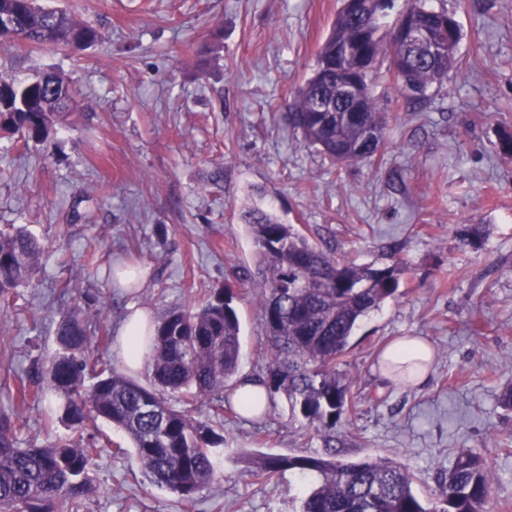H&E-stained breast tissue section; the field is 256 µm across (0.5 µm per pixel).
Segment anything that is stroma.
Masks as SVG:
<instances>
[{
  "label": "stroma",
  "mask_w": 512,
  "mask_h": 512,
  "mask_svg": "<svg viewBox=\"0 0 512 512\" xmlns=\"http://www.w3.org/2000/svg\"><path fill=\"white\" fill-rule=\"evenodd\" d=\"M96 23L101 45L30 52L0 45V79L64 75L79 109L45 144L0 138V231L23 226L46 253L0 322V415H16L20 447L66 436L48 424L54 395L18 408V376L57 350L55 326L94 301L117 328L130 305L159 319L212 289L256 274L240 213L261 192L281 222L311 242L378 267L399 257L400 294L370 313L339 369L353 376L355 413L335 428L338 459H389L429 495L455 456L478 454L494 474L488 512H512V0H428L458 22L460 67L425 108L408 107L378 66L372 90L389 112L380 153L332 165L281 120L312 74L342 0H43ZM478 224V247L459 232ZM147 269L119 288L90 254ZM67 298H60L61 288ZM242 324L239 376H260L261 311ZM418 336L433 351L419 387L388 383L383 348ZM223 474L186 503L144 484L134 453L103 451L93 490L74 512H295L305 483L287 471L257 484L259 455L320 451L281 396L254 420L225 406Z\"/></svg>",
  "instance_id": "35a3bbf8"
}]
</instances>
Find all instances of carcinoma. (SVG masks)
<instances>
[{"instance_id": "1", "label": "carcinoma", "mask_w": 512, "mask_h": 512, "mask_svg": "<svg viewBox=\"0 0 512 512\" xmlns=\"http://www.w3.org/2000/svg\"><path fill=\"white\" fill-rule=\"evenodd\" d=\"M393 0H370L363 23H354L343 6L318 52L313 74L288 104L286 119L302 141L336 165L367 162L380 151L372 137L385 138L387 113L371 90L370 75L387 63L408 105L429 102V91L457 67L460 37L447 39L437 27L439 12L426 0H406L396 23L381 32ZM13 14L14 34H0L27 48L87 49L102 40L100 29L71 12L44 7L38 0H0V14ZM407 18L433 30L445 42L444 59L431 61L419 49L406 50L395 31ZM359 42L366 53L363 95L356 111L336 101V86L346 79L336 65V50ZM76 101L70 83L55 72L31 81L0 80V131L24 143L45 142L58 117ZM255 248L257 277L249 292L262 310L267 341L263 381L268 395L283 394L291 417L305 421L321 437L324 453L262 455L252 478L270 481L285 471L297 473L308 488L298 512H486L492 474L471 451L457 454L437 490L427 499L415 490V476L385 459L345 462L336 457L331 431L355 408L353 381L338 370L360 321L399 295L405 263L386 267L359 264L325 251L253 200L243 212ZM43 245L23 228L0 232V316L11 308V290L31 283ZM235 294L219 287L197 308L165 312L144 336L150 347V381L144 385L111 362L88 354L112 345L100 331L90 306H74L55 328L57 351L46 366H34L16 382V403L24 408L52 392L57 412L71 431L40 448L17 444L15 421L0 417V512H73L92 490L89 473L100 455V425L121 430L130 440L149 484L186 502L217 480L224 436L191 406L209 399V411L224 416V384L233 379L241 358L242 336ZM96 382L85 388L86 377ZM178 394L183 408L168 401Z\"/></svg>"}]
</instances>
